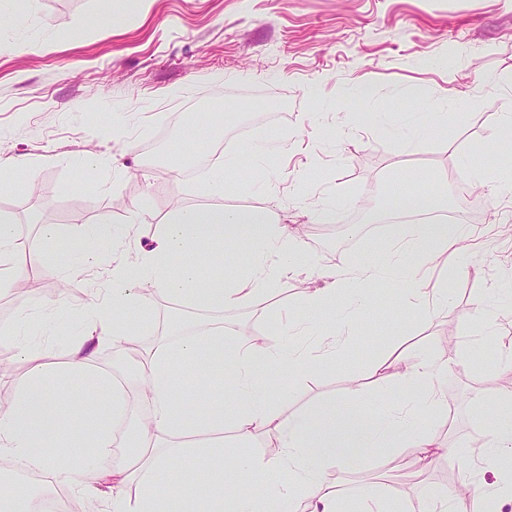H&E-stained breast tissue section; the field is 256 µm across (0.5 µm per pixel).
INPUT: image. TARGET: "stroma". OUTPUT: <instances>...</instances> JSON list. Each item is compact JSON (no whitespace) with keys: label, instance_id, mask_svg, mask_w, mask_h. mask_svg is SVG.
<instances>
[{"label":"stroma","instance_id":"35a3bbf8","mask_svg":"<svg viewBox=\"0 0 512 512\" xmlns=\"http://www.w3.org/2000/svg\"><path fill=\"white\" fill-rule=\"evenodd\" d=\"M104 13V0H0V168L26 161L29 182L0 192V211L24 239L37 238L43 224L58 230L56 274L30 270L0 293V331L20 338L0 347V407L11 406L28 368L22 349L64 364L68 338L84 330L87 293L107 286L103 260L81 247L88 226L128 253L150 247L175 206L211 203L207 174L188 182L184 171H170L171 156L189 166L222 146L210 167L224 173V205L263 206L272 221L298 225L300 271L223 312L143 296L128 317L144 347L216 323L225 335L254 330L283 347L298 341L286 318L315 329L332 322L333 309L304 306L307 290L328 268L380 260L388 232L374 220L392 206L384 193L415 174L411 192L440 199L470 226L463 259L433 273L448 287L447 310H408L396 292L377 288L375 316L342 337L335 359L272 370L269 396L290 413L347 397L356 381L368 412L379 414L417 393L398 375L373 377L375 355L447 350L456 362L438 378L447 406L422 411L416 428L465 456L406 479V449L377 448L327 479L348 495L387 486L401 512H425L431 496L465 481L492 512H512V497L497 493L512 458L483 460L504 422L496 398L512 390V371L497 368L501 346L512 343V192L469 179L471 167L505 164L494 136L512 104V0H130L114 21ZM363 85L374 88L372 103L361 100ZM418 91L446 114L442 136L407 137L403 117L416 110ZM272 138L295 147L266 154ZM93 154L116 163L86 174ZM227 155L280 175L240 180L225 170ZM331 200L334 219L319 221ZM135 208L146 223L128 224ZM175 363L173 394L188 419L200 418L207 406L194 399V364ZM93 366L126 387L127 408L143 407L133 369L112 347L98 348Z\"/></svg>","mask_w":512,"mask_h":512}]
</instances>
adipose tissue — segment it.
<instances>
[{
  "label": "adipose tissue",
  "instance_id": "obj_1",
  "mask_svg": "<svg viewBox=\"0 0 512 512\" xmlns=\"http://www.w3.org/2000/svg\"><path fill=\"white\" fill-rule=\"evenodd\" d=\"M56 237L55 227L47 225L36 245L22 248L14 217L0 212L1 260L21 252L30 264L47 267ZM238 241L257 255L250 267L230 278L217 274L200 280V266L222 262L225 244ZM465 243V232L457 224L394 225L385 260L365 263L354 272L344 267L326 271L321 286L309 292L304 303L310 308H336L337 335L346 334L374 309L372 286L380 271L388 269L407 306L434 314L445 311L447 289L418 287L414 281L423 264L447 260L452 249H464ZM299 245L297 229L273 223L261 207L175 208L149 250L137 260L113 266L111 295L96 294L85 301V330L70 341L64 370L28 354L29 368L15 391L14 404L0 414V453L8 454L24 471L51 473L57 483L86 493L111 482V512H179L180 503L191 495L198 512H254L256 486L266 489L267 503L281 512H384L374 490H362L348 499L325 475L375 448L407 449L408 465L417 473L446 453L434 434L414 429L419 405L435 410L442 404L436 378L449 365L442 354L401 352L377 357L371 364L378 376L392 365H401L404 378L419 391L418 405L374 415L363 405L333 401L284 415L267 396V374L278 364L304 365L311 349H277L246 336H225L220 329L183 337L176 348L162 341L132 360L148 405L136 459L115 467L108 464L114 440L111 424L123 416L125 391L95 374L91 361L101 344L119 347L132 342L135 326L121 312L133 302L134 289L184 297L201 308L244 307L293 271ZM178 352L194 359L196 396L211 404L206 416L195 423L186 419L170 393L169 369ZM216 373L232 384L238 398L239 408L229 420L223 404L211 402L206 388L208 378ZM75 379L85 382L84 400L97 418L88 432L70 430L66 412L50 392L52 386ZM228 426L237 442L247 444L262 437L270 447L264 456L229 462L228 467L243 476L232 487L225 486V469L216 465L224 458ZM190 448L208 463L206 481L194 488L170 470L171 457Z\"/></svg>",
  "mask_w": 512,
  "mask_h": 512
}]
</instances>
